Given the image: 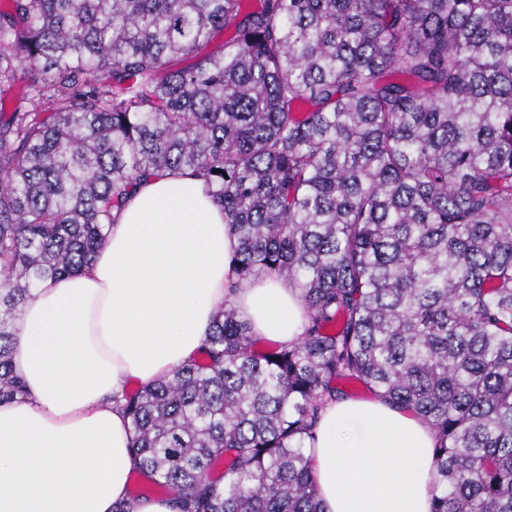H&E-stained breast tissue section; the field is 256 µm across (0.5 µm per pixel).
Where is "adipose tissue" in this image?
Segmentation results:
<instances>
[{
    "label": "adipose tissue",
    "instance_id": "obj_1",
    "mask_svg": "<svg viewBox=\"0 0 512 512\" xmlns=\"http://www.w3.org/2000/svg\"><path fill=\"white\" fill-rule=\"evenodd\" d=\"M236 249L203 182L169 174L137 188L85 271L32 293L12 354L32 397L0 404V512H176L130 499L132 435L111 397L172 375L227 300L260 340L300 336L297 289L274 273L238 284ZM433 446L384 399L329 404L311 452L324 512H431Z\"/></svg>",
    "mask_w": 512,
    "mask_h": 512
}]
</instances>
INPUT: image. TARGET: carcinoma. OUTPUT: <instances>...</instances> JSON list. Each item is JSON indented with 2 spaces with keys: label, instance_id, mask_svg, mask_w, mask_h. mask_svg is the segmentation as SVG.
<instances>
[{
  "label": "carcinoma",
  "instance_id": "1",
  "mask_svg": "<svg viewBox=\"0 0 512 512\" xmlns=\"http://www.w3.org/2000/svg\"><path fill=\"white\" fill-rule=\"evenodd\" d=\"M163 172L308 323L261 348L226 302L112 396L133 500L323 512L309 444L355 381L434 432L432 512H512V0H0V402L32 291Z\"/></svg>",
  "mask_w": 512,
  "mask_h": 512
}]
</instances>
